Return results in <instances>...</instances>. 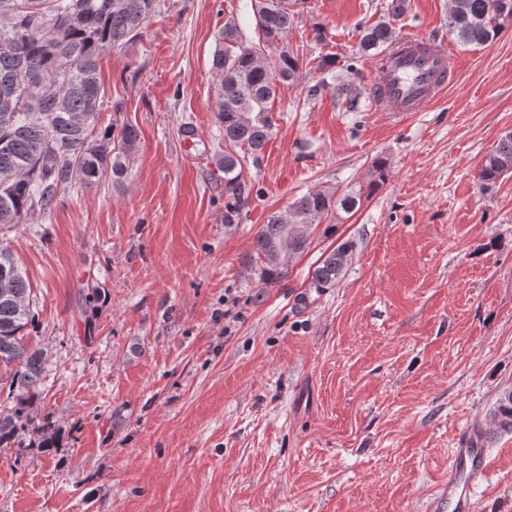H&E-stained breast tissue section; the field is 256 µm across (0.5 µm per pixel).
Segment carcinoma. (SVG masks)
Instances as JSON below:
<instances>
[{
	"mask_svg": "<svg viewBox=\"0 0 512 512\" xmlns=\"http://www.w3.org/2000/svg\"><path fill=\"white\" fill-rule=\"evenodd\" d=\"M255 37L248 38L236 19L224 23L212 67L220 78L216 120L224 128V223L236 224L248 201L250 185L243 178L246 159H258L276 126L273 103L280 84L298 79L300 56L281 51L272 61L266 48L283 41L293 23L287 0H251ZM155 8L154 0H0V35L12 45L0 48V227L18 224L30 212L49 211L59 194L73 184L90 188L112 176L120 187L139 141L132 125L97 128L103 105L98 64L112 50L139 34ZM512 21V0H452L448 32L464 45L493 42ZM396 39L392 23L381 20L364 27L363 55L374 57ZM335 62L323 58L324 75L307 96L333 88V96L356 111L352 80L338 88ZM27 83L25 98L15 85ZM512 173V132L502 137L485 158L477 181L489 186ZM387 165L372 166L369 190L386 181ZM361 193L340 198L310 190L287 213H274L256 238L261 276L276 283L285 276L286 257L310 245L311 230L329 215L352 211ZM347 244L324 253L312 271L310 287L334 288L348 264ZM35 324L32 284L13 251L0 245V378L9 381L11 406L0 410V447L21 444L23 433L43 403L45 355L26 346L25 330ZM496 429L512 432V390L493 411ZM62 428L43 417L37 447L46 452L60 446Z\"/></svg>",
	"mask_w": 512,
	"mask_h": 512,
	"instance_id": "1",
	"label": "carcinoma"
}]
</instances>
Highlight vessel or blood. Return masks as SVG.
Segmentation results:
<instances>
[{"mask_svg":"<svg viewBox=\"0 0 512 512\" xmlns=\"http://www.w3.org/2000/svg\"><path fill=\"white\" fill-rule=\"evenodd\" d=\"M456 71L449 52L415 37L403 38L379 59L370 86L372 105L392 117L422 111L448 90ZM487 466L481 426L465 428L450 451L448 480L430 503V512H473L472 491Z\"/></svg>","mask_w":512,"mask_h":512,"instance_id":"obj_1","label":"vessel or blood"}]
</instances>
